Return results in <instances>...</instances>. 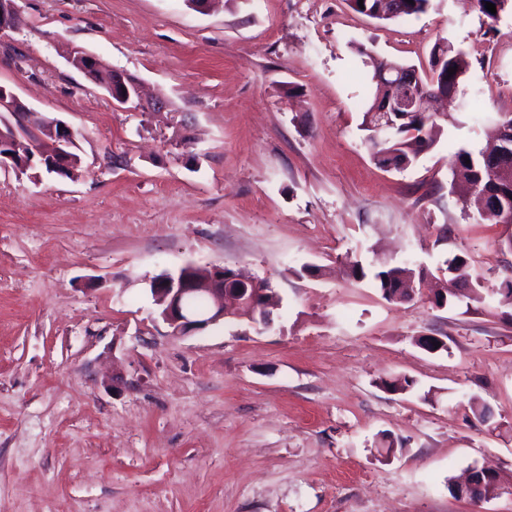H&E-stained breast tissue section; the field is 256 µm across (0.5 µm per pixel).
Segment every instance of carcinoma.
I'll return each instance as SVG.
<instances>
[{"mask_svg": "<svg viewBox=\"0 0 512 512\" xmlns=\"http://www.w3.org/2000/svg\"><path fill=\"white\" fill-rule=\"evenodd\" d=\"M382 0H349L353 10L368 17L387 21L409 16H417L426 12L431 0H400L397 12L388 15L378 13ZM471 63L466 54L454 50L447 54L442 62V70L457 68L466 73ZM382 93L380 86H375L373 97L367 103L363 112L361 130L365 131L364 142L372 152L376 164L386 170L403 171L413 166L424 148L432 147L441 133V127L436 118L427 112H422L411 120L397 122L394 134L382 137L372 128L374 109ZM44 118L29 119L22 122L10 120L18 139H38L37 132L41 131ZM452 176L460 178L466 184V196L463 199V209L474 210L484 221L500 223L512 214V163H505L496 169L486 166L483 155L475 154L465 147L456 149L452 155ZM445 272L441 282H469L473 286V294L467 299L478 303L487 301L494 307L508 306L512 308V279H504L493 296L488 298L480 292L482 283L480 276L472 273L470 258L465 253L455 254L445 261ZM407 271V264L396 265L385 259H377L366 266L361 261L346 263V273L351 278L362 281L369 277L382 297L390 302L402 303L406 298L396 293V285L402 274ZM415 382L406 376L384 378L380 386L388 392L405 393L413 389Z\"/></svg>", "mask_w": 512, "mask_h": 512, "instance_id": "cac0c4a2", "label": "carcinoma"}]
</instances>
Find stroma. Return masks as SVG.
<instances>
[{"label": "stroma", "mask_w": 512, "mask_h": 512, "mask_svg": "<svg viewBox=\"0 0 512 512\" xmlns=\"http://www.w3.org/2000/svg\"><path fill=\"white\" fill-rule=\"evenodd\" d=\"M16 3L0 85L72 128L81 174L0 167V512H512V492L478 509L448 484L473 467L512 483V318L424 290L391 303L342 273L380 253L433 277L463 252L484 293L512 276V227L463 210L451 173L459 146H484L479 118L512 114V12L491 26L474 0L388 22L347 0ZM441 38L472 62L460 98L429 102L442 133L414 166L382 170L359 129L367 58L424 69ZM73 47L171 111L113 106ZM189 263L282 303L267 324L171 336L149 285ZM429 333L447 349H421ZM392 375L414 390L381 388Z\"/></svg>", "instance_id": "1"}]
</instances>
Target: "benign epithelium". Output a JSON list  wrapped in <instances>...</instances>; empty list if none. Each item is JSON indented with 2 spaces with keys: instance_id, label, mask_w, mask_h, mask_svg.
I'll return each mask as SVG.
<instances>
[{
  "instance_id": "benign-epithelium-1",
  "label": "benign epithelium",
  "mask_w": 512,
  "mask_h": 512,
  "mask_svg": "<svg viewBox=\"0 0 512 512\" xmlns=\"http://www.w3.org/2000/svg\"><path fill=\"white\" fill-rule=\"evenodd\" d=\"M23 25V18L16 5V0H0V34L7 31H17ZM70 64L85 74L90 80H95L98 71L104 68V63L96 55L82 48L73 47L68 51ZM376 82L387 91L384 102L376 110V130L392 133L394 124L391 116L397 115L405 120L412 118L415 113L423 111L424 99L451 98L448 92V76H435L430 82V89L425 98L418 97L413 91V78L407 71L394 66H385L377 71ZM112 103L117 107L132 104L140 106L148 112H167L170 110L169 100L162 94H157L148 101H143L141 85L138 80L128 74L112 72ZM0 109L16 112V116L30 115L29 107L9 88L0 86ZM71 130L64 122L50 123L43 127L39 141L28 144L0 129V167L13 165V156L2 152L4 148L28 151L31 159L50 157L51 164L67 166L73 157L67 155L68 139ZM512 153V125L502 127L499 147L492 151L496 157ZM242 284L240 288H230L224 278V268L210 267V274L204 280L181 278L174 282L168 278L155 282V298L158 313L170 329V335L175 337L188 336L202 331L209 326L224 320L228 312L242 307L255 308L265 291L259 283L244 277H233ZM201 294L207 297L208 307L204 311H193L185 307V300L192 295Z\"/></svg>"
}]
</instances>
